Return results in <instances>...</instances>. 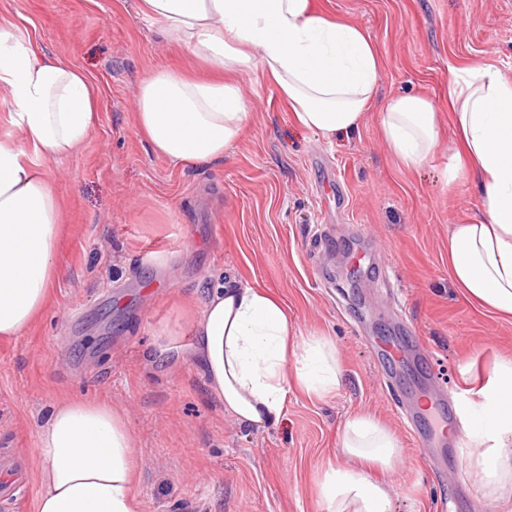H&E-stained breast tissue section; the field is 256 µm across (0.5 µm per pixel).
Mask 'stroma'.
I'll return each mask as SVG.
<instances>
[{
	"mask_svg": "<svg viewBox=\"0 0 512 512\" xmlns=\"http://www.w3.org/2000/svg\"><path fill=\"white\" fill-rule=\"evenodd\" d=\"M314 4L372 38L379 99L435 102L441 144L424 166L401 164L373 112L330 142L300 128L254 73L240 80L252 120L235 150L173 167L136 131L135 92L189 58L138 19L137 0H0L100 90L88 140L46 166L64 207L53 297L23 336L0 339V473L14 480L0 512H37L38 427L69 396L127 418L140 512H325L318 480L327 463L345 465L340 430L361 412L400 440V465L381 476L397 512H512V492L482 496L474 447L454 436L470 403L459 385L479 388L496 358H512V323L474 309L448 278V227L479 215L482 198L446 117L449 65L512 79V0ZM359 252L378 267L338 287ZM219 276L269 290L302 334L330 338L341 388L324 399L292 389L281 422L255 432L225 415L196 364L151 367L148 354L191 344Z\"/></svg>",
	"mask_w": 512,
	"mask_h": 512,
	"instance_id": "1",
	"label": "stroma"
}]
</instances>
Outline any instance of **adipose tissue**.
<instances>
[{"label":"adipose tissue","mask_w":512,"mask_h":512,"mask_svg":"<svg viewBox=\"0 0 512 512\" xmlns=\"http://www.w3.org/2000/svg\"><path fill=\"white\" fill-rule=\"evenodd\" d=\"M139 15L167 43L206 65L202 74L160 67L138 83L136 129L176 167L222 161L251 115L232 77L259 72L301 128L322 139L357 130L370 111L408 167L440 145L432 100L378 101L382 62L354 23L318 13L313 0H140ZM448 118L483 200V215L448 230V276L479 310L512 318V81L490 66L452 67ZM0 89L11 131L0 134V338L23 335L48 304L58 275L63 209L45 163L90 136L99 89L69 62L48 56L0 15ZM189 350L224 411L264 431L281 421L292 386L326 397L341 385L335 344L299 333L279 298L235 280L217 282L192 326ZM462 431L487 496L512 486V359H500ZM134 435L104 400L64 398L38 430L37 512H138ZM346 468L329 467L326 512H393L369 469H395L396 435L366 414L347 416Z\"/></svg>","instance_id":"adipose-tissue-1"}]
</instances>
